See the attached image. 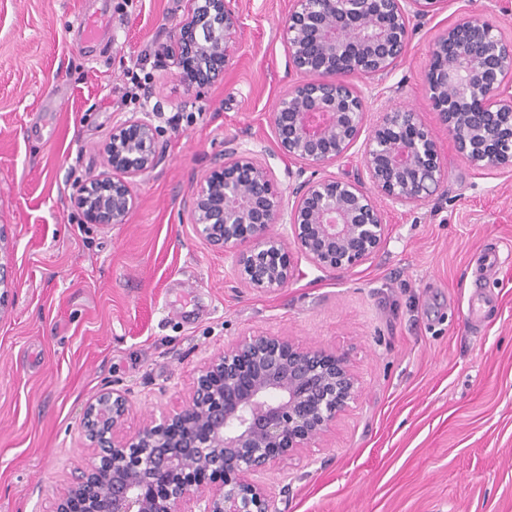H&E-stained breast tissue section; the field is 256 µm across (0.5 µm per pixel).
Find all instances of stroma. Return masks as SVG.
Returning <instances> with one entry per match:
<instances>
[{"label":"stroma","mask_w":512,"mask_h":512,"mask_svg":"<svg viewBox=\"0 0 512 512\" xmlns=\"http://www.w3.org/2000/svg\"><path fill=\"white\" fill-rule=\"evenodd\" d=\"M184 0H0V512H52L53 489L91 457L86 404L132 391L128 432L179 406L200 359L249 329L347 352L357 404L324 441L264 475L276 512H512V169L481 171L436 129L446 177L425 205L380 200L387 239L345 275L295 256L275 293L237 287L232 258L183 217L227 141L264 152L291 194L297 166L269 124L295 81L280 38L289 0H237L223 79L186 91L163 48ZM112 11L86 43L85 14ZM478 16L512 38V0H447L389 75L352 77L376 122L388 104L432 117L425 74L449 22ZM60 85L63 107L43 108ZM157 110L164 162L135 185L126 223H85L73 196L105 168L112 127ZM500 265L483 270L485 251ZM492 315L467 322L478 291Z\"/></svg>","instance_id":"35a3bbf8"}]
</instances>
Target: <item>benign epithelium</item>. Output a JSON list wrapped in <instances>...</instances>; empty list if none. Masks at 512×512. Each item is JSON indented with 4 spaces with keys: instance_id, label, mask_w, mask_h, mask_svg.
Segmentation results:
<instances>
[{
    "instance_id": "obj_1",
    "label": "benign epithelium",
    "mask_w": 512,
    "mask_h": 512,
    "mask_svg": "<svg viewBox=\"0 0 512 512\" xmlns=\"http://www.w3.org/2000/svg\"><path fill=\"white\" fill-rule=\"evenodd\" d=\"M446 0H291L281 36L301 79L278 98L269 122L279 153L311 170L287 201L264 154L227 146L191 186L184 205L196 238L231 254L241 288L276 292L296 276L291 255L316 269L349 273L386 240L376 197L417 207L445 177L440 148L422 113L389 105L361 138L365 99L350 82L393 72L414 23ZM235 0H186L169 36L175 77L198 92L223 77L236 49ZM428 100L456 151L479 170L512 168V39L468 17L434 41ZM362 142L366 178L327 171ZM106 170L77 189L88 224L126 222L137 179L164 159L149 112L112 127ZM131 391L103 389L83 412L92 460L56 491L54 512H275L267 466L326 438L360 395L344 351L249 330L201 358L181 405L125 430Z\"/></svg>"
}]
</instances>
